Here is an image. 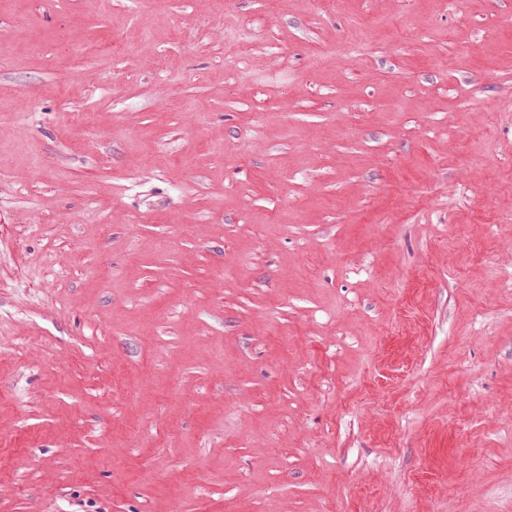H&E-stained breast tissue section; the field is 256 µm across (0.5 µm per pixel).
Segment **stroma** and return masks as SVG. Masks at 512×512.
Instances as JSON below:
<instances>
[{
    "instance_id": "obj_1",
    "label": "stroma",
    "mask_w": 512,
    "mask_h": 512,
    "mask_svg": "<svg viewBox=\"0 0 512 512\" xmlns=\"http://www.w3.org/2000/svg\"><path fill=\"white\" fill-rule=\"evenodd\" d=\"M0 512H512V0H0Z\"/></svg>"
}]
</instances>
